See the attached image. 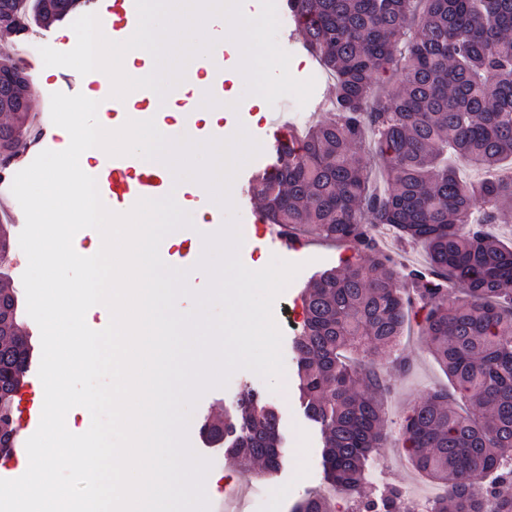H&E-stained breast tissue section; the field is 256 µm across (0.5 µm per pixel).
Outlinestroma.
<instances>
[{"label": "stroma", "mask_w": 512, "mask_h": 512, "mask_svg": "<svg viewBox=\"0 0 512 512\" xmlns=\"http://www.w3.org/2000/svg\"><path fill=\"white\" fill-rule=\"evenodd\" d=\"M71 24V19L67 18L48 26L32 28L30 36L22 41L16 40L15 36H8L4 49L16 56L19 66L25 72H32L42 61L40 47L47 45L60 52L71 50L72 45L64 35ZM278 42L294 50L289 66L291 75L298 80L314 79L315 88L308 102L301 105L291 97L276 108L265 109L259 115L255 112L251 98L245 97L244 88L239 85L233 95L240 98L241 103L238 109H225L221 124L228 136L233 135L238 126H245L262 147L261 153L242 168L234 181L233 200L237 206L243 237L239 251L243 264L249 267L259 261L271 262L272 258L277 257L300 266L298 274L277 298L273 308L275 320L281 323L285 373L280 390L274 392L256 374L247 370L236 371L226 387L209 390L200 398L188 428V438L193 449L212 461L209 479L205 484L210 503L229 502L236 512H256V496L252 487L239 484L238 463L227 456L223 449L210 447L200 434V426L204 417L220 418L224 413L233 411L241 392L247 388L256 390L268 403L277 407L283 445L294 451L293 456L284 458L279 470L265 480L270 512H291L297 501L309 492L322 489L326 484L320 428L307 419L299 398L291 339L303 321L300 295L305 287L319 272L343 268L346 260L352 257L344 246L322 241L312 234L306 236L305 246L300 250L271 242L256 234V228L262 224L263 218L250 192L252 176L274 163L272 146L276 139L287 135L295 109H303L308 122L312 123L326 116L332 101V81L317 60L309 57L302 48L295 21H284L278 31ZM110 88V81L104 79L98 71L80 77L72 87L67 86L62 76H51L33 85V119L37 122L49 121L50 96L55 92L71 90L78 94L92 89L98 92L101 107L112 108L117 100L112 97ZM397 354L407 357L411 362L410 370L401 376L397 375L392 364ZM373 359L385 374L396 380L395 389L387 398L389 417L396 423L400 422L410 404L428 396L432 389L445 380L429 349L414 335L405 337L396 353L380 350L374 354ZM374 460L376 466L368 472V479L373 484L390 481L408 491L431 490V483L421 479L409 468L397 439H389L385 447L377 449Z\"/></svg>", "instance_id": "35a3bbf8"}]
</instances>
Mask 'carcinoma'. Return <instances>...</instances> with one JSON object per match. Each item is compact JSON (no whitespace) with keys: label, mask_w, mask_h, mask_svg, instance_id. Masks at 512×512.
<instances>
[{"label":"carcinoma","mask_w":512,"mask_h":512,"mask_svg":"<svg viewBox=\"0 0 512 512\" xmlns=\"http://www.w3.org/2000/svg\"><path fill=\"white\" fill-rule=\"evenodd\" d=\"M286 0L300 43L332 75L334 117L302 139L278 143L277 164L257 174L253 197L268 224L309 228L359 261L322 272L303 295L292 341L298 389L324 437L328 486L347 512H414L397 484L366 486L387 436L382 405L391 380L369 361L398 347L412 314L448 378L405 412L402 447L446 493L428 512H512V246L486 232L512 213V177L463 180L453 153L488 169L512 159V0ZM24 28L54 22L43 0H17ZM399 67L392 93L381 77ZM30 113L10 112L26 145ZM389 225L420 245L425 264L405 267L379 239ZM0 344L16 362L0 369V455H11L15 397L33 346L16 316L0 319ZM201 432L242 466L278 469L277 410L255 391L236 413ZM307 495L293 512H333Z\"/></svg>","instance_id":"obj_1"}]
</instances>
